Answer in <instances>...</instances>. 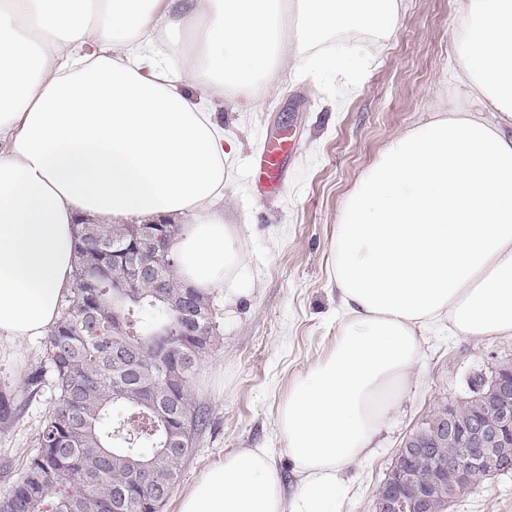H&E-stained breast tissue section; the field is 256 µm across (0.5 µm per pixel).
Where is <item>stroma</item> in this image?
<instances>
[{"label": "stroma", "mask_w": 512, "mask_h": 512, "mask_svg": "<svg viewBox=\"0 0 512 512\" xmlns=\"http://www.w3.org/2000/svg\"><path fill=\"white\" fill-rule=\"evenodd\" d=\"M461 26L458 0H404L391 36L363 31L333 35L328 47L361 59L357 86L342 91L347 74L303 67L280 71L254 109L249 97L225 98L217 117L240 147L225 164L226 223L237 230L241 263L231 287L213 291L224 343L202 363L191 392L209 415L182 477L163 512L200 473L237 448L268 449L288 486L298 477L277 429V409L289 384L304 375L336 335L340 300L330 279V247L338 216L362 175L392 137L429 118L441 102L471 100L452 80ZM283 139L292 150L280 187L255 195L250 161L262 141ZM421 360L392 409L369 458L343 468V512H374L406 438L437 407L467 392L468 377L512 363V336L451 337L439 330L420 336ZM43 340L0 344V393L16 397L17 411L0 423V492L21 473L54 393L25 387L39 366ZM446 512H512V473L484 480L453 499Z\"/></svg>", "instance_id": "obj_1"}]
</instances>
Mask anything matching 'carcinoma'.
Listing matches in <instances>:
<instances>
[{
	"label": "carcinoma",
	"mask_w": 512,
	"mask_h": 512,
	"mask_svg": "<svg viewBox=\"0 0 512 512\" xmlns=\"http://www.w3.org/2000/svg\"><path fill=\"white\" fill-rule=\"evenodd\" d=\"M138 224L75 225L73 289L44 338V362L28 375L38 388L51 376L54 402L45 414L38 448L20 477L0 495V512H162L206 416L190 385L206 355L224 341L213 296L186 284L173 246L183 225L158 257L169 294L184 293L205 310L208 334L184 335L179 305L154 282L138 281L130 294L112 297V239H130ZM472 377L468 394L454 404L456 422L500 417L498 395H483ZM440 406L403 443L431 454L397 458L417 475L428 496L427 512H444L448 487L458 482L448 459L461 455L449 438Z\"/></svg>",
	"instance_id": "obj_1"
}]
</instances>
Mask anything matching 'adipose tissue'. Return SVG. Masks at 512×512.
<instances>
[{
  "label": "adipose tissue",
  "mask_w": 512,
  "mask_h": 512,
  "mask_svg": "<svg viewBox=\"0 0 512 512\" xmlns=\"http://www.w3.org/2000/svg\"><path fill=\"white\" fill-rule=\"evenodd\" d=\"M457 81L474 112L393 137L342 210L334 341L277 416L298 482L263 448L201 472L176 512H341L420 361V332L512 335V0H460ZM403 0H0V342L44 335L72 286L75 227L180 220L191 286L240 255L224 222L216 118L227 89L284 63L341 70V30L391 35Z\"/></svg>",
  "instance_id": "1"
}]
</instances>
